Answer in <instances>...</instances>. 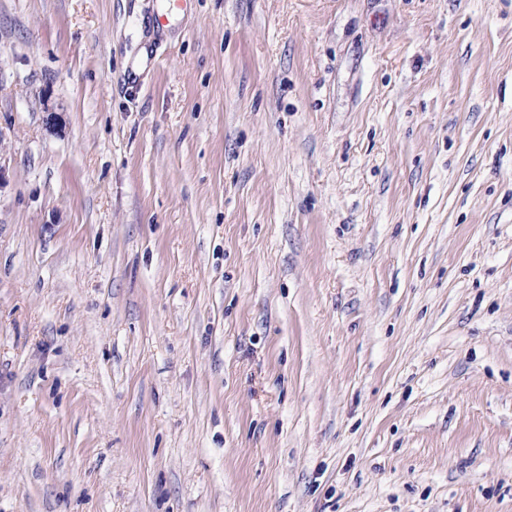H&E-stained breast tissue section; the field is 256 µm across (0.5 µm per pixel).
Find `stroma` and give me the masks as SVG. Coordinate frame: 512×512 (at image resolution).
Returning a JSON list of instances; mask_svg holds the SVG:
<instances>
[{
  "label": "stroma",
  "mask_w": 512,
  "mask_h": 512,
  "mask_svg": "<svg viewBox=\"0 0 512 512\" xmlns=\"http://www.w3.org/2000/svg\"><path fill=\"white\" fill-rule=\"evenodd\" d=\"M0 164V512H512V0H0Z\"/></svg>",
  "instance_id": "stroma-1"
}]
</instances>
